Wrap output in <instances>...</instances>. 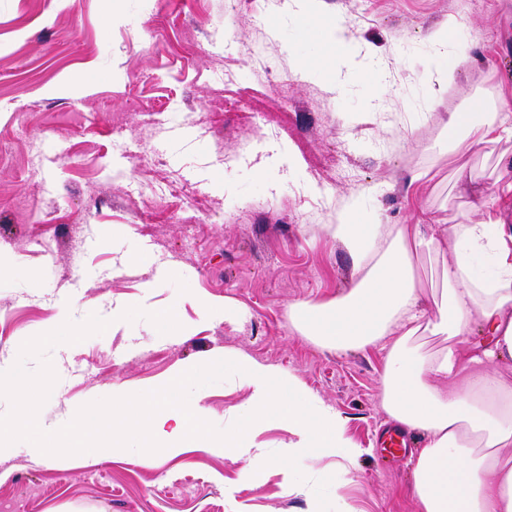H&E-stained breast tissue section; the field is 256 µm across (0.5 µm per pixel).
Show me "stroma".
<instances>
[{
	"label": "stroma",
	"mask_w": 512,
	"mask_h": 512,
	"mask_svg": "<svg viewBox=\"0 0 512 512\" xmlns=\"http://www.w3.org/2000/svg\"><path fill=\"white\" fill-rule=\"evenodd\" d=\"M0 0V365L21 344L90 314L109 327L48 356L58 380L44 430L90 402L156 389L241 352L296 376L364 448L351 474L325 461L288 490L272 425L263 461L225 458L203 439L178 453L107 448L76 456L27 442L0 450V512H307L344 497L355 512H417L407 493L425 438L389 455L382 407L390 339L323 347L290 309L354 285L326 227L363 198L366 224H438L435 246L494 194L508 146L453 148L449 113L512 99V0ZM456 16L448 52L466 64L437 97L428 32ZM343 22L366 59L337 75L318 27ZM275 86L252 77L256 29ZM177 305L167 335L157 314ZM250 390L238 378L190 404L220 428Z\"/></svg>",
	"instance_id": "35a3bbf8"
}]
</instances>
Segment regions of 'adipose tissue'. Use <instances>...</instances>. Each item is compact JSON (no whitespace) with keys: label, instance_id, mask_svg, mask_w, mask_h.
<instances>
[{"label":"adipose tissue","instance_id":"obj_1","mask_svg":"<svg viewBox=\"0 0 512 512\" xmlns=\"http://www.w3.org/2000/svg\"><path fill=\"white\" fill-rule=\"evenodd\" d=\"M448 133L460 145L512 142V99H499L491 112L450 113ZM509 198L512 180L498 185L480 222L464 218L451 225L453 252L442 266L431 320L419 308L414 256L430 245L435 225L360 223L363 203L355 198L327 227L358 281L310 311L301 328L336 350L391 337L382 404L393 420L425 435L411 486L418 512H512V378L501 371L512 363V227L497 212L498 202ZM475 320L484 338L461 351L458 342ZM423 331L443 337L445 347L424 350ZM224 364L251 390L237 427L224 435L228 455L263 458L255 435L276 424L290 435L279 463L292 490L304 491L300 466L308 460L333 457L337 481L350 473L363 450L346 438L337 412L272 366L244 355Z\"/></svg>","mask_w":512,"mask_h":512}]
</instances>
